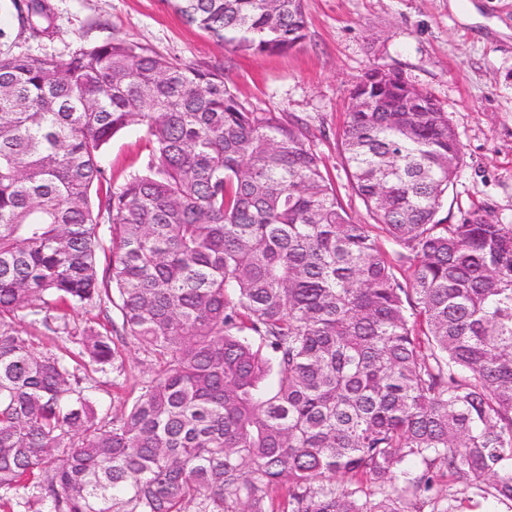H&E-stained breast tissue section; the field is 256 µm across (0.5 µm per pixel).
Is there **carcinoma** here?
Returning <instances> with one entry per match:
<instances>
[{"instance_id": "obj_1", "label": "carcinoma", "mask_w": 512, "mask_h": 512, "mask_svg": "<svg viewBox=\"0 0 512 512\" xmlns=\"http://www.w3.org/2000/svg\"><path fill=\"white\" fill-rule=\"evenodd\" d=\"M168 2L251 54L305 38L304 0ZM18 11L41 32L44 0ZM351 100L373 226L302 127L219 72L129 40L0 54V512L512 502V224L440 218L462 145L430 93L373 67ZM131 125L148 154L114 188L100 157ZM110 308L119 331L71 321ZM25 323L64 345L37 350ZM128 338L156 369L102 417L86 372L122 376Z\"/></svg>"}]
</instances>
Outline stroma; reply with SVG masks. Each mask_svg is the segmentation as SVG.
<instances>
[{
    "label": "stroma",
    "instance_id": "stroma-1",
    "mask_svg": "<svg viewBox=\"0 0 512 512\" xmlns=\"http://www.w3.org/2000/svg\"><path fill=\"white\" fill-rule=\"evenodd\" d=\"M15 0H0V53L67 58L79 45L126 39L199 69L219 70L251 110L300 121L354 223L371 218L348 183L342 130L350 93L365 71L400 72L432 94L454 126L463 159L442 213L458 223L488 210L512 224V0H304L305 39L284 54L257 56L218 44L187 25L168 0H47L51 33L30 36ZM130 126L102 157L120 185L145 153ZM123 388L92 373L101 413L118 412L152 365L136 344L122 349Z\"/></svg>",
    "mask_w": 512,
    "mask_h": 512
}]
</instances>
